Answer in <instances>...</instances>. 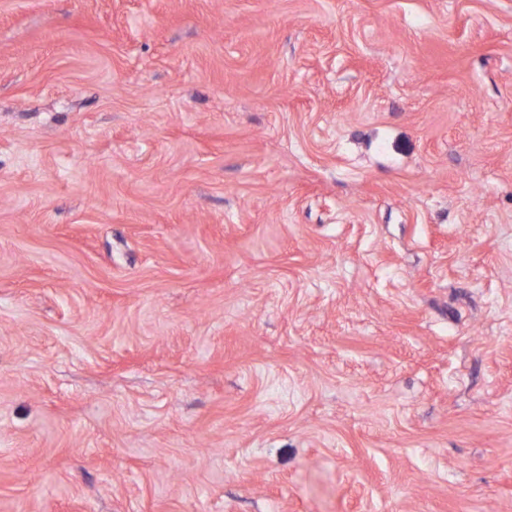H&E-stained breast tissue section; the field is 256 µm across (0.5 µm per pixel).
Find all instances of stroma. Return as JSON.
<instances>
[{"mask_svg":"<svg viewBox=\"0 0 512 512\" xmlns=\"http://www.w3.org/2000/svg\"><path fill=\"white\" fill-rule=\"evenodd\" d=\"M0 512H512V0H0Z\"/></svg>","mask_w":512,"mask_h":512,"instance_id":"stroma-1","label":"stroma"}]
</instances>
